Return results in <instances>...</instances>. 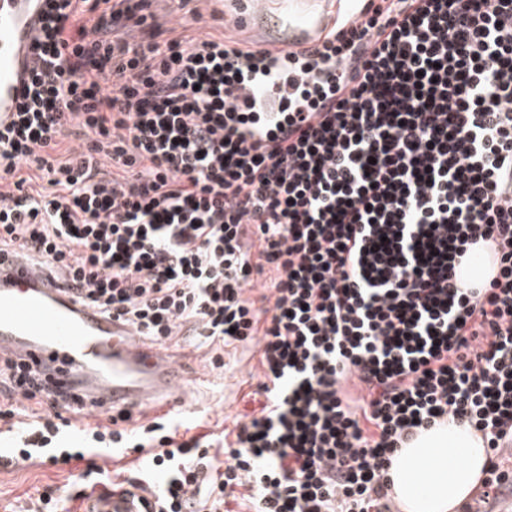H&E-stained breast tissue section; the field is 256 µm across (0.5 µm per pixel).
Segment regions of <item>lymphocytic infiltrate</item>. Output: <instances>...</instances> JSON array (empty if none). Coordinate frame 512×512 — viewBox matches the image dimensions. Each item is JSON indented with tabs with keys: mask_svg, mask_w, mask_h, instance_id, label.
<instances>
[{
	"mask_svg": "<svg viewBox=\"0 0 512 512\" xmlns=\"http://www.w3.org/2000/svg\"><path fill=\"white\" fill-rule=\"evenodd\" d=\"M0 126V251L167 344H255L222 433L126 430L0 359V464L84 463L7 512H72L135 463L147 512H392L389 468L448 422L512 489V0H365L306 45L162 37L152 0H43ZM491 267L457 274L476 244ZM85 418L78 449L63 445Z\"/></svg>",
	"mask_w": 512,
	"mask_h": 512,
	"instance_id": "f902f5d3",
	"label": "lymphocytic infiltrate"
}]
</instances>
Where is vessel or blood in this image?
<instances>
[{"label":"vessel or blood","mask_w":512,"mask_h":512,"mask_svg":"<svg viewBox=\"0 0 512 512\" xmlns=\"http://www.w3.org/2000/svg\"><path fill=\"white\" fill-rule=\"evenodd\" d=\"M40 0H0V121L14 112L31 68ZM77 382L98 412L159 407L192 411L184 379L160 346H149L122 322L81 305L42 268L0 253V354ZM141 494L116 490L87 499L83 512H141Z\"/></svg>","instance_id":"1"}]
</instances>
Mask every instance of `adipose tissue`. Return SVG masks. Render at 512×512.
I'll use <instances>...</instances> for the list:
<instances>
[{
	"label": "adipose tissue",
	"mask_w": 512,
	"mask_h": 512,
	"mask_svg": "<svg viewBox=\"0 0 512 512\" xmlns=\"http://www.w3.org/2000/svg\"><path fill=\"white\" fill-rule=\"evenodd\" d=\"M486 450L474 430L442 426L417 437L391 469L401 512H458L480 485Z\"/></svg>",
	"instance_id": "1"
}]
</instances>
